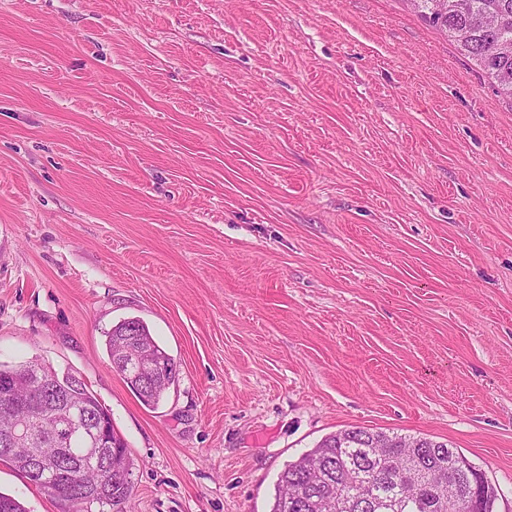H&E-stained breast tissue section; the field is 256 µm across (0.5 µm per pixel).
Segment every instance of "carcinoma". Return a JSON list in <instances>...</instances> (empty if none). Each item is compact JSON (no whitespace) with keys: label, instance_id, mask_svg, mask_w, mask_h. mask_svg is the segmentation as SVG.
Segmentation results:
<instances>
[{"label":"carcinoma","instance_id":"carcinoma-1","mask_svg":"<svg viewBox=\"0 0 512 512\" xmlns=\"http://www.w3.org/2000/svg\"><path fill=\"white\" fill-rule=\"evenodd\" d=\"M440 4L441 0H418L417 13L474 61L501 96L512 100V89L505 92L499 88L500 77L512 76V0H448L446 11ZM127 337L150 348L156 363L162 366V371L145 380L123 375L144 403L154 405L174 384L177 365L159 346L147 325L137 318H128L113 326L106 339L110 360H115L118 342ZM25 365L30 362L16 366L0 364V405L4 402L1 398L4 390L11 386L17 371ZM68 402L73 408L70 414L73 419L83 415L81 405H100L84 384L68 398ZM32 426L40 437L39 444L52 447L55 439L52 425L36 421ZM61 436L66 440L69 453L61 460L59 472L31 477L29 481L49 496L64 501L73 496L69 478L71 462L89 447L90 438L86 433L70 435L65 431ZM111 439L119 454L116 463L123 467L128 477L114 480L103 473L87 472L81 475L80 485L89 484L96 489V495L86 507L98 504L112 508V512H124V504L132 492L131 464L122 438L114 432ZM24 454L23 446L7 452L0 444V461L21 472L24 467L18 462ZM460 456L462 453L457 449L426 437H389L364 427L343 429L325 436L314 448L284 468L278 476L269 512H345L339 505L354 493L367 489L372 491L379 508L374 511L361 505L350 512H437L433 486H424L417 495L403 490L402 472L412 457L438 466L443 478L459 485L460 497L448 512H494L496 491L489 483L478 503L471 504L467 489L473 482V473L456 467L455 458Z\"/></svg>","mask_w":512,"mask_h":512}]
</instances>
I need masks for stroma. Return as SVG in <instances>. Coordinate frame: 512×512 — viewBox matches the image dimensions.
Masks as SVG:
<instances>
[{"mask_svg":"<svg viewBox=\"0 0 512 512\" xmlns=\"http://www.w3.org/2000/svg\"><path fill=\"white\" fill-rule=\"evenodd\" d=\"M35 356L110 410L130 512H269L355 426L512 512V101L406 0H0V364ZM133 333V336H126ZM129 339L139 342L152 350L153 357L157 364L162 365V371L155 377H148L147 380L130 375H122L128 385L139 395L147 405L157 404L166 390L174 384L177 375V365L174 360L159 346L152 336L149 328L140 319L128 318L115 326L106 339V348L111 362L115 360L116 346L119 341ZM152 356L141 354L139 356L120 358L129 370L151 363Z\"/></svg>","mask_w":512,"mask_h":512,"instance_id":"stroma-1","label":"stroma"}]
</instances>
